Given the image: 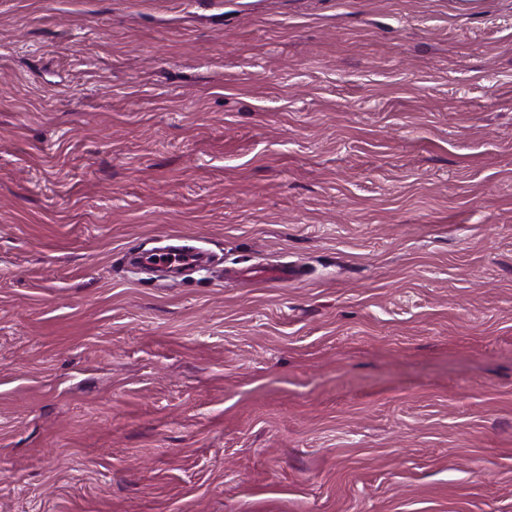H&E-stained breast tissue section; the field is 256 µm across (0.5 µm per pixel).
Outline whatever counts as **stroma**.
<instances>
[{
    "instance_id": "obj_1",
    "label": "stroma",
    "mask_w": 512,
    "mask_h": 512,
    "mask_svg": "<svg viewBox=\"0 0 512 512\" xmlns=\"http://www.w3.org/2000/svg\"><path fill=\"white\" fill-rule=\"evenodd\" d=\"M0 512H512V0H0Z\"/></svg>"
}]
</instances>
